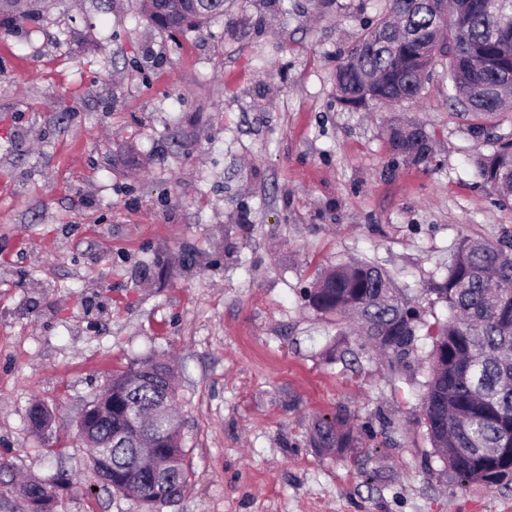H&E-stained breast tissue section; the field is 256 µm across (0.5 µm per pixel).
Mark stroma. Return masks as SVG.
<instances>
[{"instance_id":"obj_1","label":"stroma","mask_w":512,"mask_h":512,"mask_svg":"<svg viewBox=\"0 0 512 512\" xmlns=\"http://www.w3.org/2000/svg\"><path fill=\"white\" fill-rule=\"evenodd\" d=\"M268 2L171 33L135 0H48L0 31V457L67 470L59 512H144L91 490L76 421L166 356L192 487L159 512H512V484L459 483L434 453L431 340L401 364L307 300L363 260L445 319L450 248L512 238V200L473 165L512 141V112L475 133L441 63L416 101L350 108L336 67L382 0ZM397 120L430 136L427 165L391 153ZM337 417L354 442L328 456L310 428Z\"/></svg>"}]
</instances>
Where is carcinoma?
Listing matches in <instances>:
<instances>
[{"mask_svg": "<svg viewBox=\"0 0 512 512\" xmlns=\"http://www.w3.org/2000/svg\"><path fill=\"white\" fill-rule=\"evenodd\" d=\"M139 10L161 30L200 29L224 15V0H138ZM383 13L364 28L336 70V91L348 106L416 100L427 73L448 59L452 105L468 113L474 128L504 110L512 98V0H383ZM40 0H0V25L17 27L36 14ZM392 153L417 165L428 162L429 137L418 126L392 124ZM485 184L512 198V142L476 159ZM433 291L448 318L424 322L412 300L390 275L366 262L339 265L307 293L316 311L343 320L356 316L364 334L398 362H406L420 337L432 340V371L422 394L423 423L435 453L468 484L489 488L512 481V259L501 241L465 237L451 250L444 279ZM177 383L173 366L159 357L132 364L112 378L94 403L103 417L89 427L96 483L122 495L151 499L146 508L178 501L191 486L181 420L174 412ZM30 428L42 433L52 422L47 408L27 411ZM344 422L320 420L311 442L328 454L350 447ZM160 449L179 476L158 482L136 457L137 448ZM6 492L24 501L44 499L41 512H54L56 492L71 487L64 473L31 476Z\"/></svg>", "mask_w": 512, "mask_h": 512, "instance_id": "1", "label": "carcinoma"}]
</instances>
